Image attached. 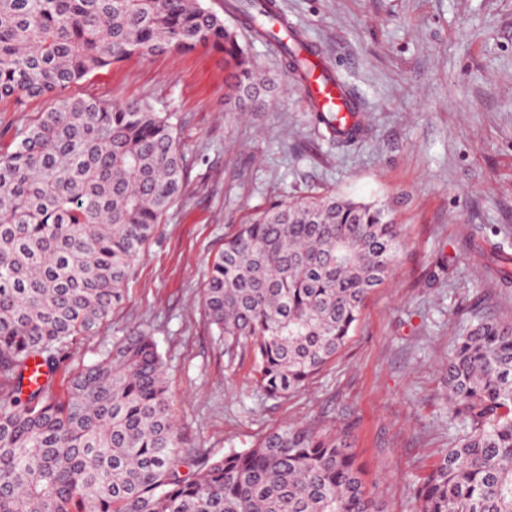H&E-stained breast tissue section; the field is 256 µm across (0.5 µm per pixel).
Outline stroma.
Instances as JSON below:
<instances>
[{
  "mask_svg": "<svg viewBox=\"0 0 512 512\" xmlns=\"http://www.w3.org/2000/svg\"><path fill=\"white\" fill-rule=\"evenodd\" d=\"M276 3L356 101L365 136L346 147L319 132L303 83L256 39L251 55L275 85L258 110L226 111L224 56L204 49L133 58L67 88L175 113L187 179L125 301L72 346L54 387L150 331L184 447L221 456L299 424L345 441L383 512H419L420 479L464 431L448 415V354L475 316L512 322V288L468 248L488 237L512 254V0ZM324 192L393 204L403 247L336 358L270 399L249 354H226L201 289L232 225Z\"/></svg>",
  "mask_w": 512,
  "mask_h": 512,
  "instance_id": "obj_1",
  "label": "stroma"
}]
</instances>
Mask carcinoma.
I'll return each mask as SVG.
<instances>
[{"instance_id": "obj_1", "label": "carcinoma", "mask_w": 512, "mask_h": 512, "mask_svg": "<svg viewBox=\"0 0 512 512\" xmlns=\"http://www.w3.org/2000/svg\"><path fill=\"white\" fill-rule=\"evenodd\" d=\"M238 25L203 0H0V101L52 105L0 146V512H377L344 444L285 425L214 457L178 451L163 359L133 331L82 366L62 396L57 364L126 296L131 270L185 188L174 114L59 92L134 56L211 48L226 97L262 105L240 29L277 48L300 80L318 57L269 24L275 0H233ZM316 109L341 145L364 124ZM402 240L388 207L325 193L237 225L203 288L227 353L246 348L270 397L335 358ZM495 278L512 257L490 244ZM465 434L417 487L420 512H512V325L479 317L446 364Z\"/></svg>"}]
</instances>
